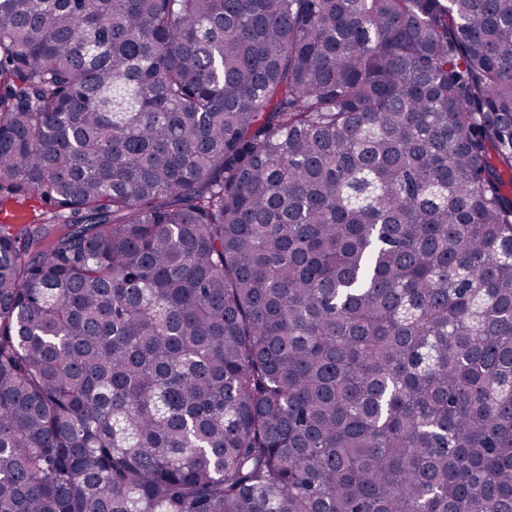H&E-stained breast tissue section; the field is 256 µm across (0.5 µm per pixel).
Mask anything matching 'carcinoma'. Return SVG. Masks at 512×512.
I'll return each instance as SVG.
<instances>
[{
    "label": "carcinoma",
    "instance_id": "carcinoma-1",
    "mask_svg": "<svg viewBox=\"0 0 512 512\" xmlns=\"http://www.w3.org/2000/svg\"><path fill=\"white\" fill-rule=\"evenodd\" d=\"M0 512H512V0H0ZM48 207L39 196L27 191H0V224L11 230L46 212Z\"/></svg>",
    "mask_w": 512,
    "mask_h": 512
}]
</instances>
